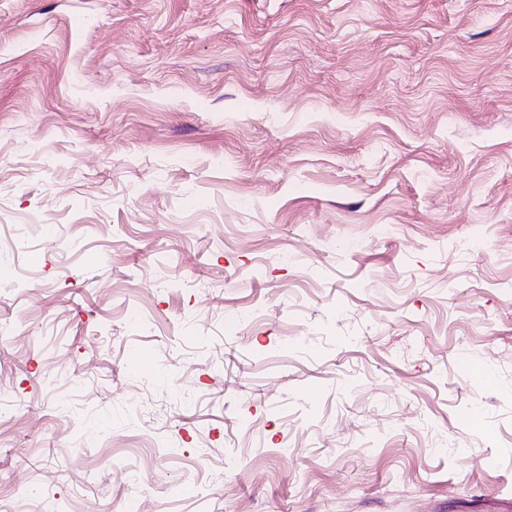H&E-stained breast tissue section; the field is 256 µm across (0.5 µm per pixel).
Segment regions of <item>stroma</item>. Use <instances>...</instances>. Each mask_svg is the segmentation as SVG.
Returning <instances> with one entry per match:
<instances>
[{"label":"stroma","mask_w":512,"mask_h":512,"mask_svg":"<svg viewBox=\"0 0 512 512\" xmlns=\"http://www.w3.org/2000/svg\"><path fill=\"white\" fill-rule=\"evenodd\" d=\"M0 512H512V0H0Z\"/></svg>","instance_id":"1"}]
</instances>
